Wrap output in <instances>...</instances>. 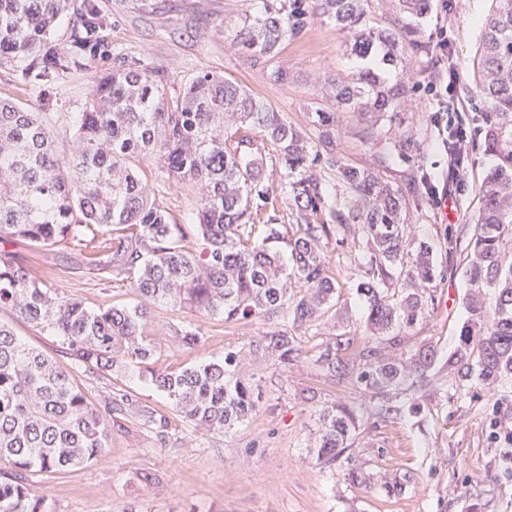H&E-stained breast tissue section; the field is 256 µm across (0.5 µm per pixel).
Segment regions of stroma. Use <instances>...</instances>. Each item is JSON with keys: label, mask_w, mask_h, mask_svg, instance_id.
<instances>
[{"label": "stroma", "mask_w": 512, "mask_h": 512, "mask_svg": "<svg viewBox=\"0 0 512 512\" xmlns=\"http://www.w3.org/2000/svg\"><path fill=\"white\" fill-rule=\"evenodd\" d=\"M94 2L106 24L98 33L104 54H76L74 34L86 2ZM71 9L53 34L66 59L64 71L40 75L9 64L0 66V97L11 98L32 112H49L59 140H66L68 113L84 111L95 77L116 63L149 68L168 78L167 94H182L187 81L203 71L237 82L283 112L289 122L308 129L312 112L325 106L315 79L322 74L347 75L353 67L344 39L335 27L315 22L282 46L273 63H253L236 47L224 26L234 23L247 0H70ZM493 0H458L456 10L433 7L425 23L427 39L447 27L448 61L437 53L418 59L413 75L419 87L414 104L393 120L380 121L369 139L360 136L356 114L342 113L337 150L349 163L372 165L393 185L414 183L407 220L415 241L427 242L441 270L431 284L434 307L409 332L414 345L434 346L440 359L431 385L417 394L415 408L388 419L368 411L360 416L350 466L362 468L371 483L351 486L342 472L317 465L310 451V432L317 412L331 402L364 403L354 383L335 384L315 365L314 346L326 331L316 323L299 328L304 356L284 366L263 349L261 337L287 327L283 316H253L233 321L220 316L181 313L165 304L151 308V333L168 368L207 363L233 352L244 358L247 377L262 395L252 417L223 434H201L174 411L167 400L136 377L127 383L139 398L169 419L166 438H157L127 418L113 426L103 459L41 478L47 512H512V476L502 470L512 454V381L489 388L471 380L464 394L445 392L446 359L457 345L467 318L468 288L463 259L473 242L478 189L497 156L475 147L463 172L464 186L455 193L447 223L435 219L431 190L451 188L448 156L431 114L437 105L421 82L453 68L461 118L479 128L485 110L474 77L481 45V23ZM288 69L292 81L270 78L273 66ZM418 147L404 150L405 137ZM142 173L158 201L181 223H191L194 194L172 185L156 159H146ZM13 252L61 293L98 307L115 301L134 302L128 281L100 276L79 252L54 246L34 250L17 242ZM330 269L339 283L336 319L340 330L365 339L366 306L357 293L370 253L364 241L335 233L325 243ZM200 326L202 343L193 351L176 348L169 338L173 324ZM157 475L147 487L140 472ZM398 479L402 492L388 491L384 480Z\"/></svg>", "instance_id": "obj_1"}]
</instances>
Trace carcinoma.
<instances>
[{
  "label": "carcinoma",
  "instance_id": "1",
  "mask_svg": "<svg viewBox=\"0 0 512 512\" xmlns=\"http://www.w3.org/2000/svg\"><path fill=\"white\" fill-rule=\"evenodd\" d=\"M371 2L258 0L238 16L234 40L254 63L272 60L283 42L316 20L343 34L357 69L345 78H320L336 109H317L307 131L211 73L172 98L158 72L115 67L92 85L85 111L72 116L66 145L43 113L0 99V308L55 337L71 358V368L61 367L0 322V459L12 467L0 477V512H46V496L32 476L97 461L122 417L166 435L167 416L122 388L95 397L78 383V372L122 378L136 368L198 431L224 433L257 412L261 395L240 376L235 353L178 371L157 367L149 309L165 303L227 319L283 314L298 328L324 319L336 306L338 281L323 252L331 225L309 220L322 201L312 173L321 161L345 187L336 225L357 230L372 251L358 291L373 339L350 356L352 336H324L315 345V363L339 383L358 384L387 418L400 412L390 404L392 395L411 398L430 383L438 362L434 347L383 353L384 344L401 345V334L426 317L428 288L437 277L428 245L409 252V189L344 162L334 145L338 111L390 120L411 100L413 58L428 52L424 22L431 0H388L394 19L383 25L372 20ZM494 2L484 23L480 94L488 106L483 146L500 163L480 185L477 232L464 259L468 318L446 360L458 390L475 371L490 385L512 380V264L503 265L504 245L512 241V0ZM69 7L70 0H0V64L27 70L32 59L43 74L63 69L66 62L50 51V41ZM267 144L298 211L292 238L269 210ZM146 156L197 188L191 223H179L151 196L138 168ZM14 240L92 249L98 269L131 278L139 301L93 308L66 296L8 250ZM271 241L286 243L288 262L267 246ZM393 280L402 286L391 291L386 284ZM489 288L496 294L491 315L483 299ZM169 331L181 350L203 339L190 323ZM261 342L284 365L302 354L299 337L286 329L267 332ZM356 424V410L347 405L319 410L312 453L321 468L341 464Z\"/></svg>",
  "mask_w": 512,
  "mask_h": 512
}]
</instances>
